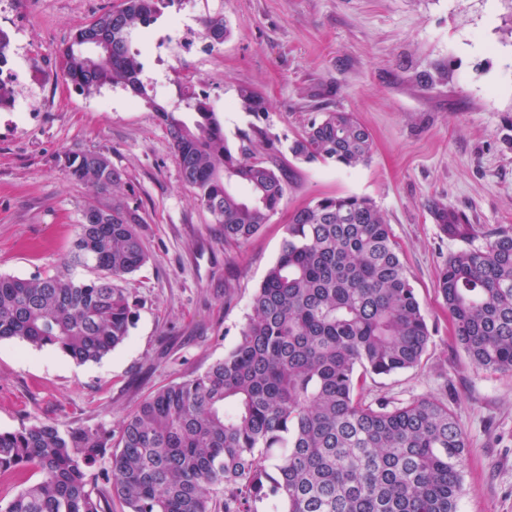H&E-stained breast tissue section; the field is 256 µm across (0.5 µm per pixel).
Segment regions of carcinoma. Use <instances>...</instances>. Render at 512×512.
Returning a JSON list of instances; mask_svg holds the SVG:
<instances>
[{
    "mask_svg": "<svg viewBox=\"0 0 512 512\" xmlns=\"http://www.w3.org/2000/svg\"><path fill=\"white\" fill-rule=\"evenodd\" d=\"M172 0H123L122 20L97 16L108 46L90 56L84 26L62 53L64 77L91 92L121 85L156 112L183 182L222 228L245 244L281 206L283 171L251 152L234 153L216 112L197 103L192 124L160 105L142 79L135 36ZM221 43L224 18L202 20ZM370 132L349 112H327L289 146L303 162L367 163ZM77 181L99 193L122 180L104 154L66 155ZM239 183L248 195L236 194ZM71 262L89 281L58 275L0 276V339L52 347L95 362L128 335L132 305L116 281L149 259L139 209L89 203ZM442 234L466 243L440 267L436 288L454 338L478 367L512 372V230L483 232L445 207ZM483 244L472 246L476 239ZM431 332L390 225L357 196H324L297 210L280 253L255 289L252 315L235 345L204 372L162 386L124 419L62 429L41 423L0 432V473L38 479L0 512H459L464 491L462 429L448 404L363 401L375 377L418 367ZM107 466L99 467L102 461Z\"/></svg>",
    "mask_w": 512,
    "mask_h": 512,
    "instance_id": "obj_1",
    "label": "carcinoma"
}]
</instances>
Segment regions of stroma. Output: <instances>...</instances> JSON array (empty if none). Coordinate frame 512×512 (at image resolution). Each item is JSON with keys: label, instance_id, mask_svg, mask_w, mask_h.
<instances>
[{"label": "stroma", "instance_id": "1", "mask_svg": "<svg viewBox=\"0 0 512 512\" xmlns=\"http://www.w3.org/2000/svg\"><path fill=\"white\" fill-rule=\"evenodd\" d=\"M122 3L21 0L0 17L27 61L49 72L40 111L0 112V275L94 279L70 262L89 201L138 207L150 253L119 282L135 319L102 360L0 339V431L44 422L119 430L147 395L234 346L294 212L352 195L384 214L431 330L420 366L368 381L366 401L448 403L466 443L459 512H512V373L478 368L456 343L436 278L461 243L430 212L441 204L484 231L512 228V0H174L144 31V81L165 76L157 99L184 120L206 102L232 149L287 174L280 209L242 246L225 242L184 185L155 112L119 86L79 92L62 73L73 34ZM215 14L230 30L224 42L199 37L162 73L155 46L175 22ZM244 89L264 98V112L242 106ZM336 111L368 129L370 160H294L291 142ZM77 150L105 154L121 183L99 194L72 179L64 158Z\"/></svg>", "mask_w": 512, "mask_h": 512}]
</instances>
